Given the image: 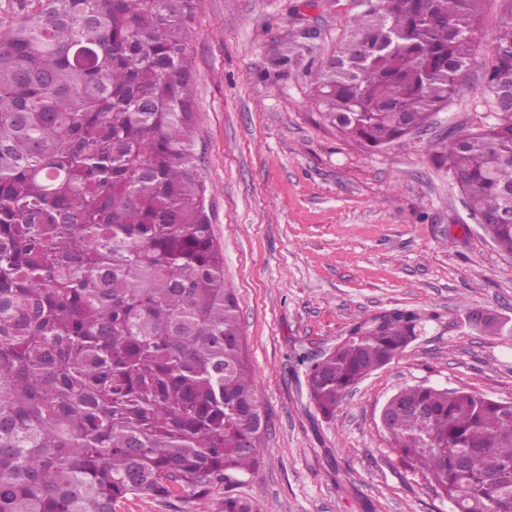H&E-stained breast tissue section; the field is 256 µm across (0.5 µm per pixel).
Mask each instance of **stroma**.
Wrapping results in <instances>:
<instances>
[{
    "mask_svg": "<svg viewBox=\"0 0 512 512\" xmlns=\"http://www.w3.org/2000/svg\"><path fill=\"white\" fill-rule=\"evenodd\" d=\"M356 0H199L195 147L224 279L238 302L268 430L258 470L233 486L253 512H450L380 423L399 389L512 401V255L499 252L447 166L455 126L487 122L483 72L409 142L370 150L324 122L310 74L343 46ZM418 318L405 353L363 380L333 419L297 359L322 357L359 321Z\"/></svg>",
    "mask_w": 512,
    "mask_h": 512,
    "instance_id": "stroma-1",
    "label": "stroma"
}]
</instances>
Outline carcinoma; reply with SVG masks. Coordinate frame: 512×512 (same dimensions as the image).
Here are the masks:
<instances>
[{"instance_id":"obj_1","label":"carcinoma","mask_w":512,"mask_h":512,"mask_svg":"<svg viewBox=\"0 0 512 512\" xmlns=\"http://www.w3.org/2000/svg\"><path fill=\"white\" fill-rule=\"evenodd\" d=\"M483 64L482 0H361L314 75L325 121L364 148L411 136L485 65L491 112L448 164L512 255V0ZM0 22V512H116L130 496L253 473L265 412L195 150L196 0H8ZM306 364L326 419L417 336L393 309ZM402 462L451 512H512V405L409 386L388 406ZM468 458L463 466L462 458ZM222 512H252L224 494Z\"/></svg>"}]
</instances>
